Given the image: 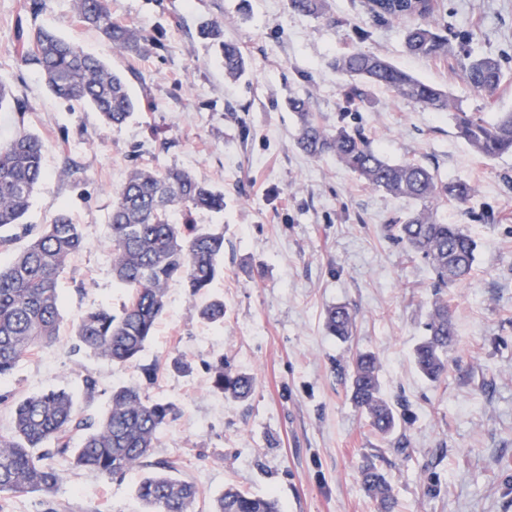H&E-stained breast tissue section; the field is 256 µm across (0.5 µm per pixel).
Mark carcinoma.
Masks as SVG:
<instances>
[{
  "mask_svg": "<svg viewBox=\"0 0 512 512\" xmlns=\"http://www.w3.org/2000/svg\"><path fill=\"white\" fill-rule=\"evenodd\" d=\"M83 24L99 30L122 54H142L147 38L133 26L112 21L106 0H72ZM291 10L310 17L324 15L327 0H288ZM369 12L376 19L395 22L413 18L406 33L409 53L426 58L447 52V39L433 28V8L428 0H372ZM200 34L217 45L224 77L242 76L248 60L234 42L224 39V23L212 20ZM17 62L39 66L48 88L58 97L87 104L108 128L122 127L137 110L129 85L118 72L81 46L56 33L19 30L12 48ZM336 71L353 80L345 90L348 101L366 99L365 86L382 85L395 96L433 112L452 111L456 136L479 157L512 155V113L489 119L451 103L448 93L416 78L388 57L353 50L336 57ZM467 84L493 99L505 80L494 58L474 57L463 68ZM298 118L297 147L311 158L333 154L367 187L412 201L420 206L412 215L391 225L397 240L422 255L433 274V287L456 286L470 275L476 243L460 224L436 219L444 206L467 204L474 188L463 180L443 182L430 167L411 160L386 159L359 129L329 128L311 111L305 97L288 99ZM46 178L39 138L26 130L0 143V247L16 240L25 245L0 265V380L36 350L54 344L62 319L58 283L71 257L84 244L80 225L59 212L40 228L23 223L30 201ZM224 210V191L192 172L169 167H139L131 171L115 193L109 216L113 279L128 298L117 313L91 308L78 319L76 346L114 364L132 363L140 357L165 310L169 285L178 282L194 297L209 288L220 272L224 235L198 228L197 211ZM198 316L212 324L224 323V300L215 298L197 308ZM354 312L332 305L324 313L328 333L340 339L352 336ZM456 336L448 303L437 302L427 323V337L416 347L415 363L431 381L447 374L448 346ZM213 390L234 401L247 400L254 387L246 373L224 370V359L211 365ZM372 430L383 440L399 419L394 404L381 396L380 366L376 355L357 352L351 361V395ZM179 412L171 402L150 399L137 386L112 389L108 410L99 419L84 414L72 394L49 390L15 400L12 426L0 434V494L39 492L52 495L60 481L57 460L77 469L112 477L144 466L155 448L158 433ZM82 434L80 446L71 447L73 435ZM168 462L137 486L144 512H191L197 498L194 484L170 474ZM362 484L378 506L393 512L395 500L386 475L375 464L361 467ZM211 512H281L272 495L259 496L227 486Z\"/></svg>",
  "mask_w": 512,
  "mask_h": 512,
  "instance_id": "carcinoma-1",
  "label": "carcinoma"
}]
</instances>
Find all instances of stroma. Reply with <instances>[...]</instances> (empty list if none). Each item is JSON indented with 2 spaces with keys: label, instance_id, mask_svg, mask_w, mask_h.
I'll list each match as a JSON object with an SVG mask.
<instances>
[{
  "label": "stroma",
  "instance_id": "1",
  "mask_svg": "<svg viewBox=\"0 0 512 512\" xmlns=\"http://www.w3.org/2000/svg\"><path fill=\"white\" fill-rule=\"evenodd\" d=\"M364 2L329 0L326 16L314 18L290 11L287 0H108L115 21L152 43L148 53L129 56L82 24L69 0H46L36 13L24 0H0V75L13 96L0 106V141L23 129L36 134L47 172L24 221L48 224L63 209L84 233L59 283L58 341L24 360L0 393L65 389L95 418L118 385L176 403L181 413L162 428L151 458L171 462L176 476L197 486L195 512H209L228 485L274 496L282 512H375L361 485L367 458L392 484L396 512H512V190L505 184L512 156L478 158L456 136L450 113L382 87L347 103V80L333 65L354 49L382 54L469 111L512 112V0H437L436 24L448 40L438 60L410 55L406 23L375 21ZM208 19L223 21L225 38L248 58L238 81L225 80L221 60L197 36ZM20 26L52 28L95 54L127 77L146 108L109 129L96 112L57 98L35 65L12 57ZM469 54L495 58L509 72L495 102L465 84ZM297 95L328 127L362 128L388 158L474 184L466 205L439 212L477 242L465 284L433 288L427 263L389 237L388 224L412 203L366 187L335 157L297 149L287 107ZM67 155L77 168L64 170ZM143 165L186 168L223 189V212L193 219L224 235L210 290L224 300V325L201 320L195 300L171 284L142 359L115 365L75 351L74 327L83 311H117L127 299L112 278L108 216L116 190ZM485 211L498 221L478 222ZM439 299L451 309L456 342L446 377L432 383L412 353ZM335 304L356 315L349 341L324 329V311ZM363 350L378 357L387 398L405 406L391 441L376 436L349 399L347 373ZM175 356L190 373L168 369ZM218 357L253 375L248 400L211 389L207 364ZM149 366L157 378L148 379ZM88 376L97 381L90 399ZM141 475L106 478L65 465L52 496L14 494L8 509L141 512Z\"/></svg>",
  "mask_w": 512,
  "mask_h": 512
}]
</instances>
